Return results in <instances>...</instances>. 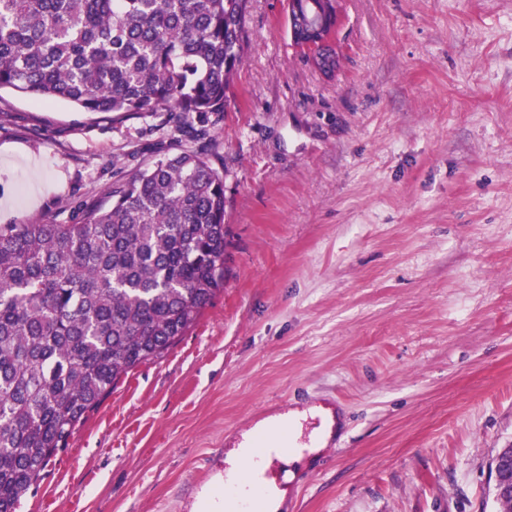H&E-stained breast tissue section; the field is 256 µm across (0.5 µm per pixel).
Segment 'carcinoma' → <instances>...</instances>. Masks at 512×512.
Returning a JSON list of instances; mask_svg holds the SVG:
<instances>
[{
    "label": "carcinoma",
    "instance_id": "1",
    "mask_svg": "<svg viewBox=\"0 0 512 512\" xmlns=\"http://www.w3.org/2000/svg\"><path fill=\"white\" fill-rule=\"evenodd\" d=\"M249 0H0V91L88 113L230 104ZM224 176L198 150L80 204L0 224V512L18 508L86 415L160 358L224 289Z\"/></svg>",
    "mask_w": 512,
    "mask_h": 512
}]
</instances>
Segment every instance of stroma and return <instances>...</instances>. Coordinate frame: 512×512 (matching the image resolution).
<instances>
[{
    "mask_svg": "<svg viewBox=\"0 0 512 512\" xmlns=\"http://www.w3.org/2000/svg\"><path fill=\"white\" fill-rule=\"evenodd\" d=\"M340 70L249 0L226 112L224 289L128 374L19 512H194L267 416L331 407L285 512H497L512 445V0H339ZM122 119L0 95V224H65L190 148ZM503 451L499 452L492 468L493 494L495 499L503 498L496 501L500 506L498 512H512V449L504 454Z\"/></svg>",
    "mask_w": 512,
    "mask_h": 512,
    "instance_id": "stroma-1",
    "label": "stroma"
}]
</instances>
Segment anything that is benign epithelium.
<instances>
[{
    "instance_id": "benign-epithelium-1",
    "label": "benign epithelium",
    "mask_w": 512,
    "mask_h": 512,
    "mask_svg": "<svg viewBox=\"0 0 512 512\" xmlns=\"http://www.w3.org/2000/svg\"><path fill=\"white\" fill-rule=\"evenodd\" d=\"M338 24L337 13L321 11L316 4L298 9L295 0H288V32L292 42L313 52V64L321 73L330 76L340 66L332 35ZM494 498H512V450L498 454L492 468Z\"/></svg>"
}]
</instances>
